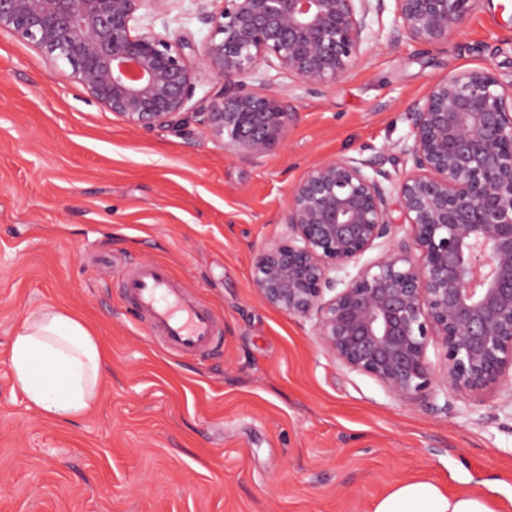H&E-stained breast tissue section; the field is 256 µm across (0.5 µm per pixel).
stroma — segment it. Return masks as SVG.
<instances>
[{
  "label": "stroma",
  "instance_id": "obj_1",
  "mask_svg": "<svg viewBox=\"0 0 512 512\" xmlns=\"http://www.w3.org/2000/svg\"><path fill=\"white\" fill-rule=\"evenodd\" d=\"M219 7L173 0L168 29L201 43L199 14ZM394 8L369 14L376 39L322 94L277 76L295 118L254 158L194 121L127 124L0 30V512H372L416 478L512 512L511 394L398 400L252 280L314 164L371 160L401 180L408 109L434 82L482 67L512 81V0H478L432 46L388 43ZM146 260L212 310L218 349L183 358L148 335L114 284ZM46 306L75 313L107 354L97 406L63 422L30 408L7 361Z\"/></svg>",
  "mask_w": 512,
  "mask_h": 512
}]
</instances>
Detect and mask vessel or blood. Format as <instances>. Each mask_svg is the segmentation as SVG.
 <instances>
[{"label":"vessel or blood","instance_id":"vessel-or-blood-1","mask_svg":"<svg viewBox=\"0 0 512 512\" xmlns=\"http://www.w3.org/2000/svg\"><path fill=\"white\" fill-rule=\"evenodd\" d=\"M120 279L127 304L175 354L197 357L218 343L211 309L189 296L167 265L140 263L123 270Z\"/></svg>","mask_w":512,"mask_h":512}]
</instances>
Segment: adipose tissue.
Here are the masks:
<instances>
[{"instance_id": "adipose-tissue-1", "label": "adipose tissue", "mask_w": 512, "mask_h": 512, "mask_svg": "<svg viewBox=\"0 0 512 512\" xmlns=\"http://www.w3.org/2000/svg\"><path fill=\"white\" fill-rule=\"evenodd\" d=\"M8 362L31 408L60 421L93 410L105 350L72 312L47 307L30 314L12 337ZM373 512H493L478 492L448 494L429 480H410L378 500Z\"/></svg>"}]
</instances>
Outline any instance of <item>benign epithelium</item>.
<instances>
[{"mask_svg":"<svg viewBox=\"0 0 512 512\" xmlns=\"http://www.w3.org/2000/svg\"><path fill=\"white\" fill-rule=\"evenodd\" d=\"M376 5H371V2ZM173 0H0V29L62 60L103 108L143 129L172 125L200 81V123L238 154L281 145L295 112L265 65L310 92L336 82L368 41L367 16L384 0H221L203 12L209 35L194 45L154 24ZM388 40H448L480 0H394ZM395 182L367 160L320 162L292 190L288 238L253 266L259 298L310 317L321 347L402 401L441 390L478 396L512 388V86L489 68L437 81L408 109ZM411 238L338 287L343 269L392 234L393 210ZM437 343L439 367L427 358Z\"/></svg>","mask_w":512,"mask_h":512,"instance_id":"benign-epithelium-1","label":"benign epithelium"}]
</instances>
